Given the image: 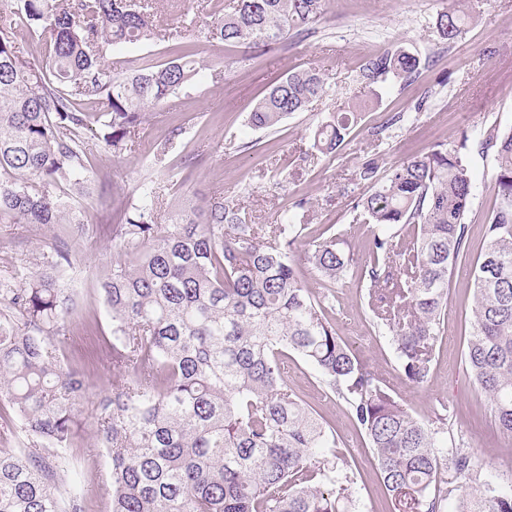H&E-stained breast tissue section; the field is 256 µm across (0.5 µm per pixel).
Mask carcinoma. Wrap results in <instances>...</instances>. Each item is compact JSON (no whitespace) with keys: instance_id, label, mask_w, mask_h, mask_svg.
Listing matches in <instances>:
<instances>
[{"instance_id":"carcinoma-1","label":"carcinoma","mask_w":512,"mask_h":512,"mask_svg":"<svg viewBox=\"0 0 512 512\" xmlns=\"http://www.w3.org/2000/svg\"><path fill=\"white\" fill-rule=\"evenodd\" d=\"M212 21L209 39L264 50L304 35L323 18L325 0H233ZM464 0L437 12L436 29L455 41L468 22ZM0 21V224L57 229L31 264L0 270V403L13 417L0 433L27 446L0 450V512H85L66 484L70 450L84 441L85 376L65 361L73 310L68 275L81 259L72 241L89 236L81 207L89 180L87 134L119 155L151 112L194 83L184 53L166 64L144 60L112 73L107 46L134 45L182 30L155 23L152 0H8ZM44 35L40 61L17 46L22 30ZM420 58L402 48L367 60L362 76L384 88L410 79ZM327 92L316 69L290 71L258 101L253 130H274ZM106 101L85 111L83 101ZM354 103L333 113L311 149L334 152L357 123ZM183 128L156 143L163 160ZM495 153L497 206L483 225L470 269L474 285L470 375L490 401L499 431L512 437V128L481 132ZM466 144H439L378 176L353 211L373 225L369 260L346 239L314 241L306 261L323 281L368 280L373 326L390 336L406 381L433 370L451 278L469 252L473 196ZM138 202L112 200V247L101 287L110 335L88 320L82 331L112 347L123 377L99 404L92 428L112 460V512H347L354 478L336 432L288 383L295 354L314 366L373 449L390 512H512V487L470 486L474 455L453 453L455 485L441 476L447 418L412 416L386 381L336 331L325 302L302 283L294 254L302 242L301 201L274 224H248L218 193L202 205L172 202L146 178ZM66 490H61L63 485Z\"/></svg>"}]
</instances>
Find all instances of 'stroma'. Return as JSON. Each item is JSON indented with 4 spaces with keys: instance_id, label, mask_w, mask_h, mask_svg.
<instances>
[{
    "instance_id": "stroma-1",
    "label": "stroma",
    "mask_w": 512,
    "mask_h": 512,
    "mask_svg": "<svg viewBox=\"0 0 512 512\" xmlns=\"http://www.w3.org/2000/svg\"><path fill=\"white\" fill-rule=\"evenodd\" d=\"M447 5L448 0H327L323 20L308 35L260 52L209 41L212 18L198 2L190 6L186 0H156L161 24L181 27L184 44L156 39L118 46L108 50L107 61H123L129 69L142 57L162 64L187 48L201 65V76L157 109L146 131L124 155L113 156L102 143L92 142L87 160L93 178L89 226L99 225L105 213L103 203L113 194L137 201L141 181L150 177L164 185L168 197L194 204L224 192L250 224L274 223L282 210L306 201L304 242L339 234L362 259L370 227L355 220L352 209L355 199L367 191L356 179L362 164L375 157L387 168L435 145L453 147L464 139L473 175L470 253L478 255L483 226L497 202L494 153L482 148L478 136L495 126L512 128V0H468L472 20L451 43L441 39L435 28L437 12ZM396 47L418 55L421 67L411 80L396 81L374 94L361 76L362 66L370 57ZM308 67L325 72L329 95L310 104L307 111L291 115L275 130L249 129L248 116L268 87L288 72ZM354 99L367 101L368 108L344 143L331 154L311 152L317 125ZM400 112L409 113V121L389 126V119ZM176 125L184 133L174 141L165 167H157L154 143ZM190 153L198 154L199 163L190 181L182 184L176 174ZM54 234L51 227L34 235L24 224H0V264L30 257L36 244L51 241ZM74 247L82 260L70 273L77 308L67 324L75 328L82 317L91 316L103 331H110L100 274L113 259L112 242L95 235L75 240ZM304 285L316 297L332 296L329 316L338 334L387 380L410 413L432 419L449 410L450 432L463 437L475 456V484L512 486V438L496 429L488 399L467 370L473 286L466 267L455 270L434 369L419 386L406 381L388 336L374 328L365 284L349 280L328 290L309 269ZM93 364L83 406L88 420L94 418L100 400L121 381L112 368L111 348L98 347ZM288 381L346 446L356 512H386L372 450L344 401L330 391L313 366L299 358L288 360ZM85 443L94 446V455H86L83 448L71 453V466L82 480L85 512H111L107 489L112 462L97 450L95 435H88Z\"/></svg>"
}]
</instances>
